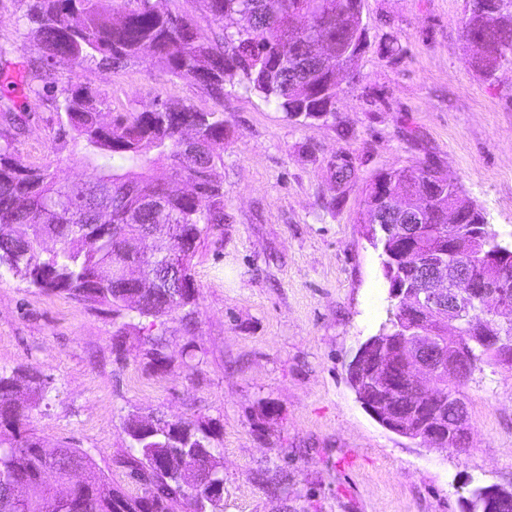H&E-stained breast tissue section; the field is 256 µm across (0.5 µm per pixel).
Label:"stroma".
Returning <instances> with one entry per match:
<instances>
[{
    "instance_id": "stroma-1",
    "label": "stroma",
    "mask_w": 512,
    "mask_h": 512,
    "mask_svg": "<svg viewBox=\"0 0 512 512\" xmlns=\"http://www.w3.org/2000/svg\"><path fill=\"white\" fill-rule=\"evenodd\" d=\"M22 0H0V67L28 85L89 84L124 112L180 100L230 125L223 224L193 260L200 285L191 325L166 322L170 367L154 370L142 332L112 347L115 320L63 294L0 274V369L49 377L29 426L45 449L86 452L129 495L123 421L212 420L223 457V512H461L478 486L512 488V369L485 372L466 391L470 447L426 448L375 421L348 380L359 347L391 306L381 259L360 222L367 185L390 168L434 161L461 185L501 241L512 243V69L483 81L461 37L466 0H362L367 45L357 82L341 80L334 120H290L241 87L215 100L193 82L142 65L92 71L50 67L23 39ZM51 102L16 134L15 157L52 160ZM356 178L337 186L331 166ZM335 201L334 210L323 209Z\"/></svg>"
}]
</instances>
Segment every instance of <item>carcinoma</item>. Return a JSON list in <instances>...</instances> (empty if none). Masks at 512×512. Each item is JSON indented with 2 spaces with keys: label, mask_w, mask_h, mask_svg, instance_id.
<instances>
[{
  "label": "carcinoma",
  "mask_w": 512,
  "mask_h": 512,
  "mask_svg": "<svg viewBox=\"0 0 512 512\" xmlns=\"http://www.w3.org/2000/svg\"><path fill=\"white\" fill-rule=\"evenodd\" d=\"M26 37L41 50L48 66L84 69L131 63L156 66L189 80L217 98L225 85H239L274 105L289 119L336 118L339 86L333 72L309 67L315 59L312 36L336 43L343 12L361 8V0H192L195 10L222 30L212 39L188 12L171 8L172 0H24ZM461 37L473 51L475 66L487 81L495 79L497 61L512 64V0H496L493 11H475L467 0ZM13 76L0 72V112L11 115L17 130L24 115L16 113L5 93ZM105 99L88 84H70L56 101L59 133L70 137L72 152L94 172L84 182H62L53 162L24 167L15 160V139L0 143V268L41 291L64 293L118 317L165 324L181 312L191 323L199 285L192 260L204 235L224 223V186L213 174L224 164L220 149L230 131L222 112H202L176 100H154L140 108L103 118ZM333 178L346 185L355 178L352 162L342 158ZM397 195L427 200L422 228L414 238L392 227L381 234L385 261L399 272L415 300L391 305L388 318L367 348L368 358L348 370L369 398H386L414 422L429 421L441 397L463 395L485 368L501 365L512 352V325L490 322L472 311L448 335V324L427 313L417 297L416 264L432 256L448 263H477L484 253L503 247L487 227L481 208L471 204L458 214V244L437 234L462 200L458 184L437 177L424 161L407 169L381 173ZM377 206L374 184L365 190L362 223H372ZM154 224H169L170 237L146 250ZM51 240L56 248L46 250ZM173 251L175 263L160 253ZM439 338L457 357L459 379L439 377L434 396L417 392L401 337L410 327ZM151 365L164 370L172 361L162 335L149 336ZM388 359L383 378L370 375L374 360ZM39 371H0V512H51L59 486L71 485V460L87 477L72 488L78 512H113L122 492L93 470L78 448L58 455L42 450L34 432L22 430L28 412L47 391ZM124 432L134 453L125 460L141 493L127 496L148 504L150 512H192L204 501L207 512H223L221 501L208 497L198 471L223 475V462L212 440L217 426L163 417L148 429L127 418Z\"/></svg>",
  "instance_id": "carcinoma-1"
}]
</instances>
